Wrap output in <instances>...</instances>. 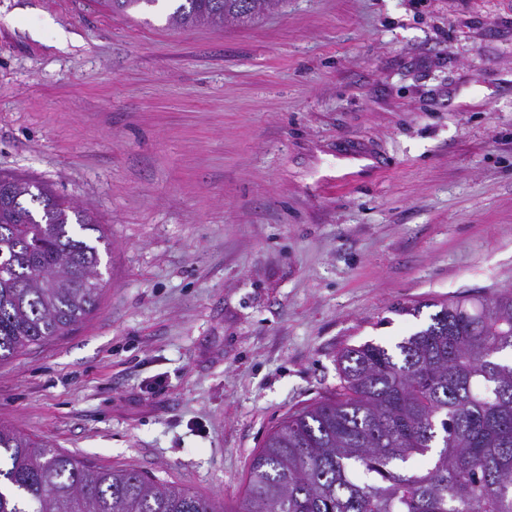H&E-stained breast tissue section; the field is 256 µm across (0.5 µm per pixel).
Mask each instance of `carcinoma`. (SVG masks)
Masks as SVG:
<instances>
[{
  "mask_svg": "<svg viewBox=\"0 0 512 512\" xmlns=\"http://www.w3.org/2000/svg\"><path fill=\"white\" fill-rule=\"evenodd\" d=\"M181 27L245 24L285 0H175ZM153 13L161 0H100ZM85 231L98 233L95 238ZM104 241L49 188L0 175V361L63 336L97 307ZM396 344L338 358L336 394L265 437L244 512H512V290L439 303ZM424 460L409 470L404 464ZM0 512H224L133 470H103L0 424Z\"/></svg>",
  "mask_w": 512,
  "mask_h": 512,
  "instance_id": "1",
  "label": "carcinoma"
}]
</instances>
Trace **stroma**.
<instances>
[{"label": "stroma", "instance_id": "obj_1", "mask_svg": "<svg viewBox=\"0 0 512 512\" xmlns=\"http://www.w3.org/2000/svg\"><path fill=\"white\" fill-rule=\"evenodd\" d=\"M0 173L108 243L97 310L0 361V423L235 512L344 348L512 290V0H0ZM159 2H177L168 14L172 23L181 27L209 25L223 27L224 23L245 24L255 20L285 0H100L101 6L112 13L146 14L162 8Z\"/></svg>", "mask_w": 512, "mask_h": 512}]
</instances>
